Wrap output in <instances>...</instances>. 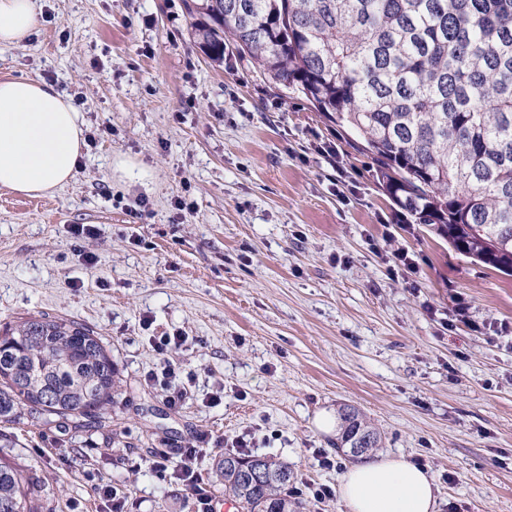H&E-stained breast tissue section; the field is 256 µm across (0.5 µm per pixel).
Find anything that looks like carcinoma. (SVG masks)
Masks as SVG:
<instances>
[{"instance_id":"obj_1","label":"carcinoma","mask_w":512,"mask_h":512,"mask_svg":"<svg viewBox=\"0 0 512 512\" xmlns=\"http://www.w3.org/2000/svg\"><path fill=\"white\" fill-rule=\"evenodd\" d=\"M191 36L217 63L232 43L277 84L358 135L390 198L461 255L512 273V0H193ZM119 378L100 337L48 313L0 328V423L30 415L78 428L112 407ZM341 444L381 434L339 412ZM265 479L252 485L246 469ZM241 512H295L275 456L215 458ZM52 491L0 461V512H43Z\"/></svg>"}]
</instances>
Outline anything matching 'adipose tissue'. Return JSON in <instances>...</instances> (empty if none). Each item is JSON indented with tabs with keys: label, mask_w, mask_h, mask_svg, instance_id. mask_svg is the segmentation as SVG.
Segmentation results:
<instances>
[{
	"label": "adipose tissue",
	"mask_w": 512,
	"mask_h": 512,
	"mask_svg": "<svg viewBox=\"0 0 512 512\" xmlns=\"http://www.w3.org/2000/svg\"><path fill=\"white\" fill-rule=\"evenodd\" d=\"M37 25L35 0H0V45L17 46ZM84 122L54 84L0 79V188L53 194L70 183L83 157ZM347 512H435L433 476L405 456L362 455L338 480Z\"/></svg>",
	"instance_id": "1"
}]
</instances>
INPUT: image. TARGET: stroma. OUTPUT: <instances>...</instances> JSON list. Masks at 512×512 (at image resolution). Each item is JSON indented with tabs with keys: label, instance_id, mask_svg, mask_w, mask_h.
<instances>
[{
	"label": "stroma",
	"instance_id": "stroma-1",
	"mask_svg": "<svg viewBox=\"0 0 512 512\" xmlns=\"http://www.w3.org/2000/svg\"><path fill=\"white\" fill-rule=\"evenodd\" d=\"M36 6L29 39L0 47V78L53 83L95 141L54 196L0 189V324L81 323L122 391L78 429L0 423V460L33 467L50 512H197L153 453L211 432L197 470L220 501L211 463L248 434L253 454L291 466L300 512H346L313 489L352 460L321 426L349 406L382 454L428 468L437 512H512V276L415 223L301 93L237 50L212 63L186 0ZM119 156L147 177L112 175ZM75 224L97 233L74 239ZM401 251L417 268L389 275ZM176 330L181 347L157 355L152 338ZM167 361L192 376L176 409L146 381Z\"/></svg>",
	"mask_w": 512,
	"mask_h": 512
}]
</instances>
